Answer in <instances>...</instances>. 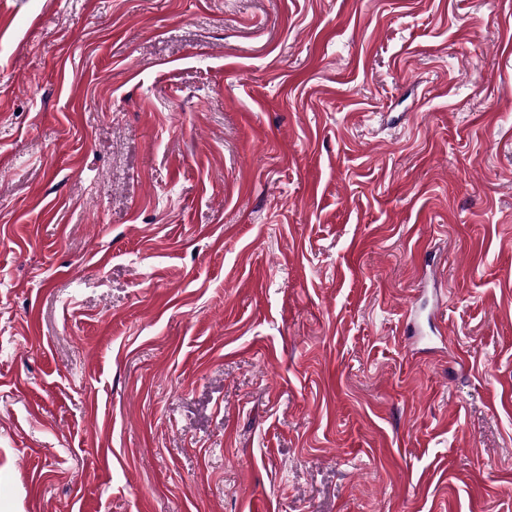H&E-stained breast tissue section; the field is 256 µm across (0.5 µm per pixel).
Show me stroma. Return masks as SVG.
<instances>
[{"mask_svg":"<svg viewBox=\"0 0 512 512\" xmlns=\"http://www.w3.org/2000/svg\"><path fill=\"white\" fill-rule=\"evenodd\" d=\"M512 0H0V512H512Z\"/></svg>","mask_w":512,"mask_h":512,"instance_id":"stroma-1","label":"stroma"}]
</instances>
